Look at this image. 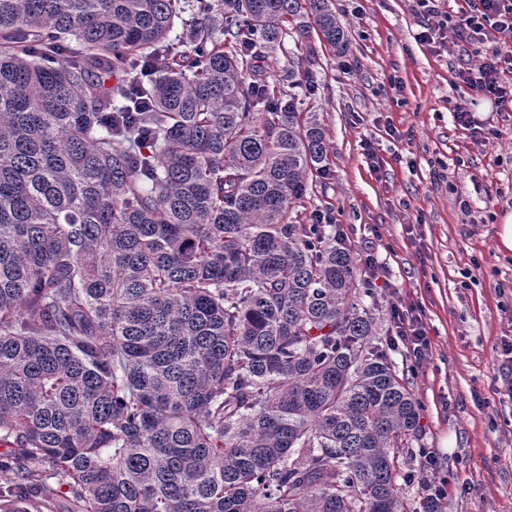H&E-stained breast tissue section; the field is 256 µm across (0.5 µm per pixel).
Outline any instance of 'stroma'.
<instances>
[{
  "mask_svg": "<svg viewBox=\"0 0 512 512\" xmlns=\"http://www.w3.org/2000/svg\"><path fill=\"white\" fill-rule=\"evenodd\" d=\"M349 32L345 57L316 47L297 109L329 135L327 172L298 207L300 223L329 215L355 258L373 255L390 288H375L379 344L423 404L420 436L402 467L447 479L441 512H512V253L498 233L512 213V112L472 100L459 84L455 47L416 42L415 0H332ZM293 36L254 61L256 80L287 87L303 56ZM400 80L389 86L390 77ZM500 130L481 141L455 121L456 105ZM383 160L372 171L361 147ZM467 196L463 215L459 196ZM422 316L431 352L412 361L391 345L390 305ZM438 464L424 470L421 449Z\"/></svg>",
  "mask_w": 512,
  "mask_h": 512,
  "instance_id": "obj_1",
  "label": "stroma"
}]
</instances>
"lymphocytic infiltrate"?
Masks as SVG:
<instances>
[{
  "label": "lymphocytic infiltrate",
  "mask_w": 512,
  "mask_h": 512,
  "mask_svg": "<svg viewBox=\"0 0 512 512\" xmlns=\"http://www.w3.org/2000/svg\"><path fill=\"white\" fill-rule=\"evenodd\" d=\"M422 9L417 41L428 44L485 42L479 61L462 60L456 77L477 98L500 112H512V0H465L456 14L442 11V0H417Z\"/></svg>",
  "instance_id": "f902f5d3"
}]
</instances>
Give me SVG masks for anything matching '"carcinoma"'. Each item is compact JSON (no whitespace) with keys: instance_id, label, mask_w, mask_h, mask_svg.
I'll return each mask as SVG.
<instances>
[{"instance_id":"1","label":"carcinoma","mask_w":512,"mask_h":512,"mask_svg":"<svg viewBox=\"0 0 512 512\" xmlns=\"http://www.w3.org/2000/svg\"><path fill=\"white\" fill-rule=\"evenodd\" d=\"M199 2L0 0V512L51 479L73 512H407L420 402L351 249L292 216L327 132L249 81L290 19L348 34Z\"/></svg>"}]
</instances>
